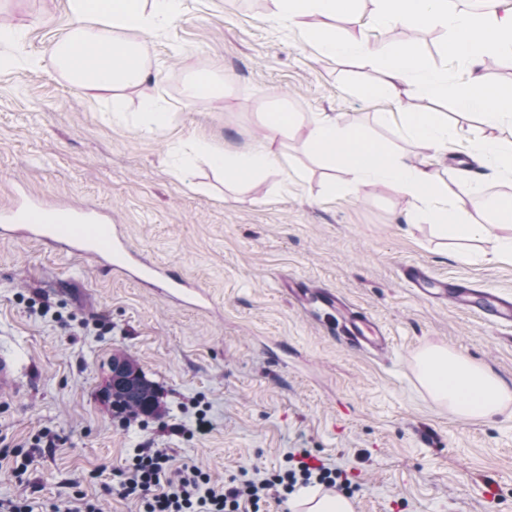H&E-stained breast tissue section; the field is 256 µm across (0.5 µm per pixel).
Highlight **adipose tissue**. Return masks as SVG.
Returning a JSON list of instances; mask_svg holds the SVG:
<instances>
[{
  "instance_id": "obj_1",
  "label": "adipose tissue",
  "mask_w": 512,
  "mask_h": 512,
  "mask_svg": "<svg viewBox=\"0 0 512 512\" xmlns=\"http://www.w3.org/2000/svg\"><path fill=\"white\" fill-rule=\"evenodd\" d=\"M357 0H276L275 16L287 26H300L311 16L324 18L318 29L304 31L305 41L323 55L357 62L380 70L381 79L368 86L374 98L399 99L411 89L431 99H452L459 116L479 117L491 128H512V88L488 84V60L512 63V9L502 10L498 0H485L482 11L463 8L459 0H374L375 21L384 29L439 27L454 36L452 53L468 67L464 82L449 85L445 72L436 69L414 48H395L384 43L350 37L346 24H359ZM181 0H68L74 18L69 28L43 54L25 51L24 29L0 27V69L41 70L54 67L68 82L110 102L114 116H123L127 90L156 80L147 63L140 36L173 22ZM343 26H335V19ZM265 140L232 150H218L204 140L192 141L187 160L177 169L188 178L191 159L205 161L225 181L247 184L261 177H290L288 157L273 148L303 137L321 166L337 172L334 192L358 196L362 188L383 184L409 196L414 202L407 215L410 224L428 223L454 238L481 239L501 226L512 224V196L492 204V218L480 224L471 219L457 195L443 186L427 160L416 161L401 149H389L364 131L343 125L339 118H304L285 107L261 114ZM382 124L401 138L420 144L426 151L448 147V116L443 112H384ZM420 379L429 393L458 417L486 420L512 401V383L489 368L445 348L423 350L417 360Z\"/></svg>"
}]
</instances>
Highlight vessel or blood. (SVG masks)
I'll return each instance as SVG.
<instances>
[{
	"label": "vessel or blood",
	"instance_id": "1",
	"mask_svg": "<svg viewBox=\"0 0 512 512\" xmlns=\"http://www.w3.org/2000/svg\"><path fill=\"white\" fill-rule=\"evenodd\" d=\"M59 246L63 252L102 261L106 272L122 274L157 288L166 301L198 310L212 302L209 290L191 283L168 265L152 263L129 247L120 225L106 221L90 207L50 206L34 200L0 208V236L14 231ZM404 277L411 287L434 301L479 314L485 321L512 324V301L489 290L453 288L434 279L416 265L406 266ZM289 295L302 306H317L329 315L332 326L351 345L376 356L388 351L389 338L369 316L356 309L341 294L327 288H312L302 282L287 285ZM22 388L18 360L11 345L0 340V393Z\"/></svg>",
	"mask_w": 512,
	"mask_h": 512
}]
</instances>
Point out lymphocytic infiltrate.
Segmentation results:
<instances>
[{"label": "lymphocytic infiltrate", "instance_id": "lymphocytic-infiltrate-1", "mask_svg": "<svg viewBox=\"0 0 512 512\" xmlns=\"http://www.w3.org/2000/svg\"><path fill=\"white\" fill-rule=\"evenodd\" d=\"M317 483L353 494L345 472L314 461L307 451L289 455L285 467L255 478L230 476L222 487L195 462L176 463L168 448H142L106 494L138 499L142 512H263L269 498L287 500L296 486Z\"/></svg>", "mask_w": 512, "mask_h": 512}]
</instances>
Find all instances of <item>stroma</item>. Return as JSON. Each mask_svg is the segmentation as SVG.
I'll list each match as a JSON object with an SVG mask.
<instances>
[{"mask_svg": "<svg viewBox=\"0 0 512 512\" xmlns=\"http://www.w3.org/2000/svg\"><path fill=\"white\" fill-rule=\"evenodd\" d=\"M275 10L273 0H182L175 21L146 35L155 92L171 111L161 129L134 126L137 100L117 120L108 102L54 70H0V207L31 198L97 207L122 225L132 249L202 283L217 307L186 310L90 260L0 239V338L17 344L23 367L22 390L0 396V449L30 447L44 431L57 437L55 447L33 450L24 473L0 459V498L48 512L82 494L103 512H140L138 501L103 486L148 444L195 460L218 486L283 467L304 449L356 484L354 512H512V405L488 420H460L416 368L423 350L443 347L512 381V325L428 301L403 277L420 265L512 295V258L495 257L494 238L451 240L434 225L406 223L410 199L383 185L335 196L329 172L298 140L286 153L303 174L286 183L228 186L201 163L188 182L173 174V153L194 139L219 149L264 139L258 113L278 100L307 117L359 125L414 156L420 148L379 113H447L462 132L432 164L449 182L491 135L480 119L418 91L369 98L363 89L377 69L322 55L300 29L276 22ZM72 22L66 0H0V24L25 28L31 53ZM389 43L412 45L447 69L449 82L464 73L443 29L406 30ZM214 62L223 98L186 102L191 75ZM291 280L345 295L386 332V356L340 341L323 315L289 299ZM118 350L156 384L161 417L128 423L102 400ZM201 413L213 428L199 437ZM80 474L84 482L72 486Z\"/></svg>", "mask_w": 512, "mask_h": 512, "instance_id": "35a3bbf8", "label": "stroma"}]
</instances>
